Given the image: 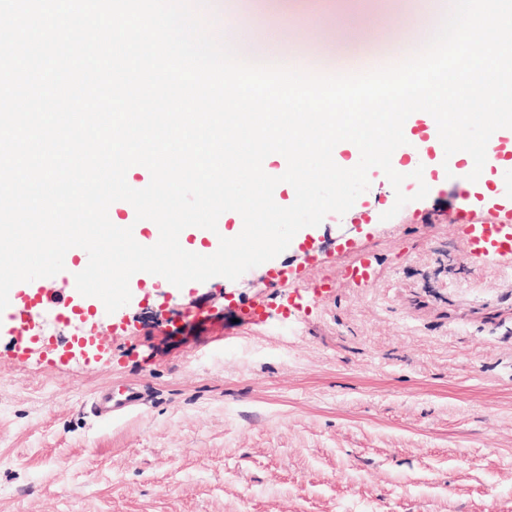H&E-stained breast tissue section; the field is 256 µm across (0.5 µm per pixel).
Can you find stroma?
Wrapping results in <instances>:
<instances>
[{"mask_svg": "<svg viewBox=\"0 0 512 512\" xmlns=\"http://www.w3.org/2000/svg\"><path fill=\"white\" fill-rule=\"evenodd\" d=\"M204 13L286 55L328 3ZM368 179L361 220L328 214L238 280L142 279L94 352L45 350L70 334L50 314L21 337L0 318V512H512V265L466 254L445 196L415 199L413 179L383 220L396 191ZM347 243L373 255L372 283L342 276ZM253 301L263 319L241 325ZM128 388L136 408L93 415L98 392Z\"/></svg>", "mask_w": 512, "mask_h": 512, "instance_id": "obj_1", "label": "stroma"}]
</instances>
